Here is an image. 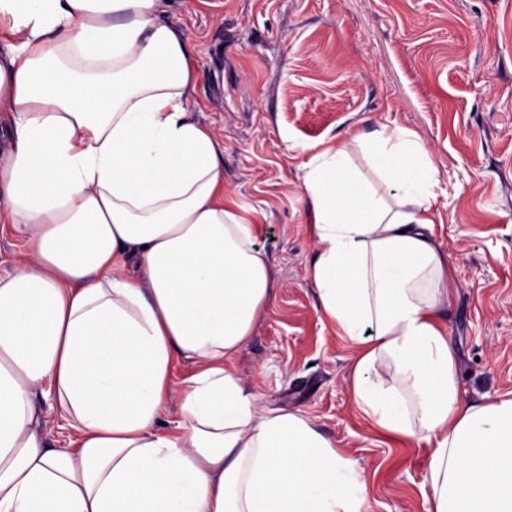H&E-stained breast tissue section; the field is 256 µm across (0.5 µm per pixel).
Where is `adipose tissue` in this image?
Masks as SVG:
<instances>
[{
    "instance_id": "adipose-tissue-1",
    "label": "adipose tissue",
    "mask_w": 512,
    "mask_h": 512,
    "mask_svg": "<svg viewBox=\"0 0 512 512\" xmlns=\"http://www.w3.org/2000/svg\"><path fill=\"white\" fill-rule=\"evenodd\" d=\"M197 81L162 0H0V223L24 238L0 274V512H365L355 460L235 370L276 269ZM303 151L308 276L356 411L425 449L429 512H512V398L460 393L432 152L386 125Z\"/></svg>"
}]
</instances>
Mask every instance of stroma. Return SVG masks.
Segmentation results:
<instances>
[{"instance_id":"obj_1","label":"stroma","mask_w":512,"mask_h":512,"mask_svg":"<svg viewBox=\"0 0 512 512\" xmlns=\"http://www.w3.org/2000/svg\"><path fill=\"white\" fill-rule=\"evenodd\" d=\"M193 45L198 121L224 185L263 224L278 292L237 359L259 406L345 449L368 512H427L423 449L376 436L348 388L353 347L307 277L304 145L398 125L431 149L435 232L456 273L448 333L470 402L512 398V0H167Z\"/></svg>"}]
</instances>
